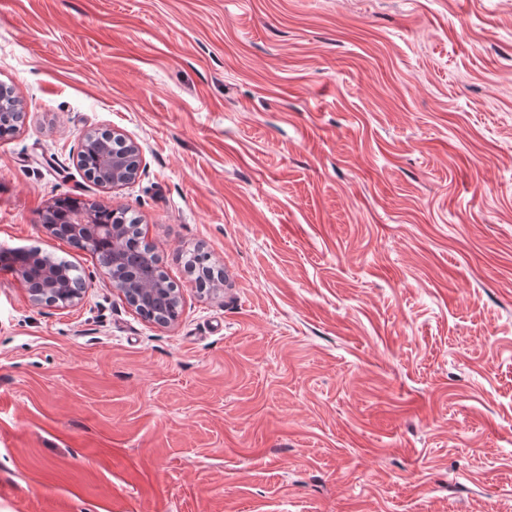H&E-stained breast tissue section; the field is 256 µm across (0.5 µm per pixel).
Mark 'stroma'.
<instances>
[{"instance_id": "1", "label": "stroma", "mask_w": 512, "mask_h": 512, "mask_svg": "<svg viewBox=\"0 0 512 512\" xmlns=\"http://www.w3.org/2000/svg\"><path fill=\"white\" fill-rule=\"evenodd\" d=\"M0 85V250L87 280L0 270V512H512V0H0ZM66 195L135 211L173 325ZM17 112V99L10 89L6 88L3 96L0 92V138L14 133L11 113ZM3 113V117L1 116ZM52 207L56 224H53L50 220V208L42 215V226L52 236L58 237L61 235L62 229L60 224H68L64 229L66 234L71 236L73 243L82 249L91 250L93 244L102 238L112 240L114 244L112 250V265L102 267V273L110 281L112 288L118 291L125 301L137 312L136 307L140 304V295L144 292L143 288H138L135 282L123 281L112 274V269L118 265H124L127 262V255L124 250L119 246H115L116 242L123 239L124 229L122 226H112V224L125 225L128 240L127 244L129 247H137L138 242H140L137 228L139 218L128 208L110 209L108 207L99 206L98 213L101 224H97L94 208H86L85 203L70 196L58 198ZM77 210L80 211L76 212ZM72 214L74 215L72 216ZM71 216L72 220L71 224H69ZM111 248V243L104 241L101 243L99 251L95 249L91 251L96 254L101 261L104 253L110 251ZM28 260L27 252L0 251V268L14 270L17 265H24ZM29 264L17 266L15 274L25 284L33 303L56 305L54 298L61 291L66 292L68 297V303L61 307L73 305L82 298L86 290L85 283L79 278L68 283L57 281L55 268L45 261V257L38 250L34 251ZM31 267L35 268L36 273L32 272Z\"/></svg>"}]
</instances>
